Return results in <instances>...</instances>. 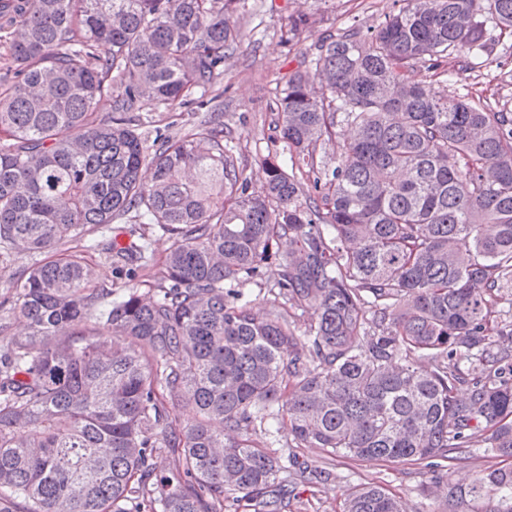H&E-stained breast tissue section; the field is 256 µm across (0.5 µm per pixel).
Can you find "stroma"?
<instances>
[{"label": "stroma", "instance_id": "stroma-1", "mask_svg": "<svg viewBox=\"0 0 512 512\" xmlns=\"http://www.w3.org/2000/svg\"><path fill=\"white\" fill-rule=\"evenodd\" d=\"M398 8L397 0H249V10L240 19L244 39L229 58L224 81L214 87L213 94L224 113L236 154L246 167L251 190L261 187L259 161L268 153L277 118L275 86L285 84L289 73L313 52L321 38L341 36L352 27L367 31ZM298 9L315 12L318 22L292 43H282L280 29L288 14ZM487 32L495 42L494 65L474 63L462 70L452 61L444 77L419 64L407 71L408 80L438 91L466 93L493 111L512 113V32L492 25ZM37 260L36 254L19 250L9 260L0 261V322L8 326L7 335H0V345L28 332L11 303L12 282L16 273ZM295 455L302 467L311 471L326 468L333 476L321 483L297 484L288 512H342L344 492L368 482L401 496L406 512H477L476 505L470 503L449 507L445 495L434 492L430 473L420 465L333 460L317 448H299ZM500 464V457L491 449L474 448L449 462L447 481L465 486L484 470Z\"/></svg>", "mask_w": 512, "mask_h": 512}]
</instances>
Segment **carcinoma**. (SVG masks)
I'll return each instance as SVG.
<instances>
[{
  "label": "carcinoma",
  "mask_w": 512,
  "mask_h": 512,
  "mask_svg": "<svg viewBox=\"0 0 512 512\" xmlns=\"http://www.w3.org/2000/svg\"><path fill=\"white\" fill-rule=\"evenodd\" d=\"M247 2L16 0L0 24L15 74L0 84V256L45 255L13 282L30 336L0 347V512H224L243 498L285 512L290 442L423 463L438 483L453 450L512 459V349L494 340L512 337L497 310L512 297V113L405 77L490 61L486 25L512 30V0H402L369 35L322 38L277 97L271 143L289 156L261 160L260 194L206 97ZM316 23L296 10L281 38ZM193 104L204 114L186 133L145 130L143 113ZM343 126L336 165L315 167ZM119 216L172 241L153 281L138 280L148 237ZM71 241L125 272L109 308L85 256L59 250ZM255 288L272 296L261 317ZM290 308L313 312L301 335ZM472 360L483 377L463 371ZM448 499L512 512V465ZM342 512L405 510L364 483Z\"/></svg>",
  "instance_id": "carcinoma-1"
}]
</instances>
